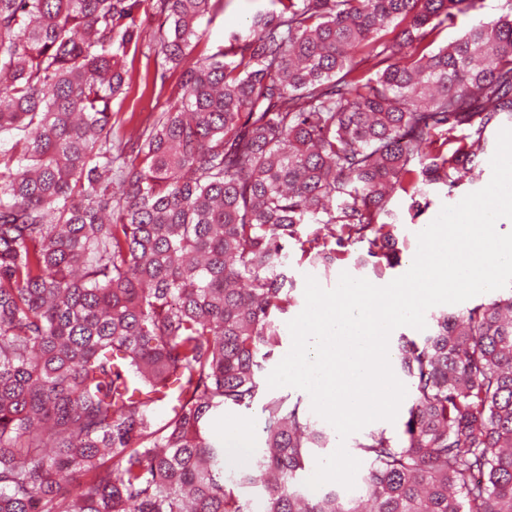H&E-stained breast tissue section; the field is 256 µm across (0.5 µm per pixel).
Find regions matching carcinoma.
<instances>
[{
    "mask_svg": "<svg viewBox=\"0 0 512 512\" xmlns=\"http://www.w3.org/2000/svg\"><path fill=\"white\" fill-rule=\"evenodd\" d=\"M211 2L0 0V512H512V288L399 337L411 405L355 440L357 494L302 489L331 434L263 385L289 253L381 279L388 188L418 217L480 180L512 0L436 49L483 0H271L192 59ZM145 41L180 97L128 131ZM256 404L227 473L224 410Z\"/></svg>",
    "mask_w": 512,
    "mask_h": 512,
    "instance_id": "carcinoma-1",
    "label": "carcinoma"
}]
</instances>
